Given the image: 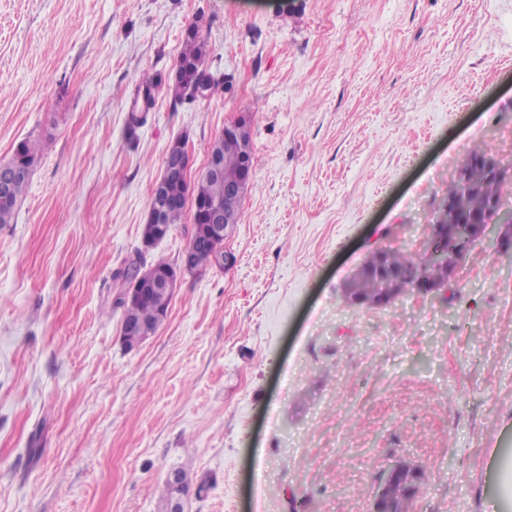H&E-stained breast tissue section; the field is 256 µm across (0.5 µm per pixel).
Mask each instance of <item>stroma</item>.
<instances>
[{
  "label": "stroma",
  "mask_w": 512,
  "mask_h": 512,
  "mask_svg": "<svg viewBox=\"0 0 512 512\" xmlns=\"http://www.w3.org/2000/svg\"><path fill=\"white\" fill-rule=\"evenodd\" d=\"M199 23L232 89L159 81ZM156 83L136 133L131 99ZM254 186L232 265L186 277L155 334L120 336L115 274L142 245L169 144L191 176L239 113ZM47 140L0 224V512H370L398 460L415 512H486L512 448V255L496 238L444 301L354 307L379 247L414 253L451 169L512 163V0H0V161ZM167 160L172 165L173 172H180L191 181L189 177L191 158L185 140H176L170 145ZM178 471L180 475V483L178 473L175 470L171 471L166 478V481L170 484L174 491L171 504L166 510L168 512H184L182 510L183 496L188 493L192 483V478L187 470L182 468L178 469ZM180 486L184 495L180 492Z\"/></svg>",
  "instance_id": "obj_1"
}]
</instances>
